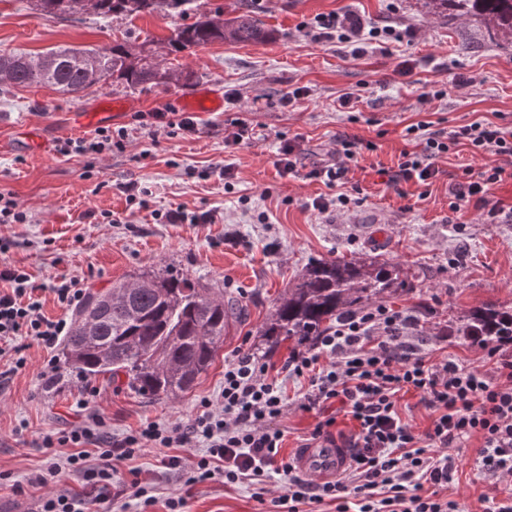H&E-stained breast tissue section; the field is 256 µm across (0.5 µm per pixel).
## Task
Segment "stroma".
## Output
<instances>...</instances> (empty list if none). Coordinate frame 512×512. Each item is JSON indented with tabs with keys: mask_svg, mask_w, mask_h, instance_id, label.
Listing matches in <instances>:
<instances>
[{
	"mask_svg": "<svg viewBox=\"0 0 512 512\" xmlns=\"http://www.w3.org/2000/svg\"><path fill=\"white\" fill-rule=\"evenodd\" d=\"M196 2L218 20L259 15L272 33L262 43L227 39L174 57L159 51L164 69L194 71L198 86L222 89L226 96L223 111L196 113L197 133L155 136L135 119L140 112L178 111L184 90L178 81L142 93L95 85L76 96L46 86L0 84V192L12 193L28 216L24 224H0V238L9 243L0 261L24 269L41 285V313L50 319L72 316L52 291L60 278L107 289L142 270L200 281L218 296L234 297L245 316L192 391L159 401L129 390L123 379L85 380L57 364L58 349L17 337L25 365L15 367L13 352L0 355V493L35 504L50 492H87L85 478L69 472L44 486L34 481L48 455L71 452L67 445L39 449L35 440L69 430L80 418L81 402L104 414L118 435L145 422L184 424L202 397H219L224 365L241 343L273 361L286 358L293 342L270 345L260 330L279 297L318 259L367 252L396 264L408 288L383 302L419 319L433 361L450 357L482 366V348L447 335L446 328L471 308L512 306V157L476 155L459 146L438 159L439 173L430 185H394L385 177L396 170L401 152L413 146L405 135L411 124L431 121L451 130L486 120L512 126V43L489 35L478 19L429 13L422 0ZM345 11L368 24L411 25L417 34L412 42L392 44L385 52L373 48L354 60L340 45L315 42L299 29L316 14ZM183 22L165 12L47 20L32 0H0V53L36 57L51 47H100L115 40L139 45L164 38ZM405 62L412 66L407 75L399 72ZM456 74L464 76V85L443 99L419 102L423 84L448 82ZM294 90L299 98L283 105ZM347 93L356 98L348 112L337 103ZM115 100L131 104L118 121L104 116ZM244 110L260 137L225 149L224 129ZM118 129L126 132L122 148L93 158L59 151L66 139ZM22 133L37 140V147L15 149ZM342 134L371 146L351 162L349 182L342 187L346 193L359 188L360 200L321 213L308 203L327 194V187L301 171L281 174L275 151L280 140H294L302 164H332ZM495 166L504 170L492 195L504 209L497 221L470 204L450 210L451 191L465 169ZM228 178L235 185L230 193L224 190ZM131 184L148 189L147 207L130 202L126 188ZM177 206L211 213L213 220L163 224L153 216ZM260 212L267 216L262 224L256 219ZM108 213L117 223H106ZM283 386L288 409L277 425L284 432L282 453L292 457L316 419L299 407L300 383L287 379ZM479 445L474 437L453 451L458 468L447 496L464 512H481V495L512 494V476L492 482L480 474ZM135 476L153 487L152 512H167V499L183 492L176 471L160 466L156 450L120 467V481ZM252 493L240 483L207 482L193 489L187 512H258Z\"/></svg>",
	"mask_w": 512,
	"mask_h": 512,
	"instance_id": "obj_1",
	"label": "stroma"
}]
</instances>
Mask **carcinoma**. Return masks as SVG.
Here are the masks:
<instances>
[{
    "mask_svg": "<svg viewBox=\"0 0 512 512\" xmlns=\"http://www.w3.org/2000/svg\"><path fill=\"white\" fill-rule=\"evenodd\" d=\"M64 0H42L47 19L68 15ZM193 0H143L142 9L131 10L125 0H97L95 15L131 17L155 11L185 14ZM434 14L451 11L480 19L494 34L512 40V0H426ZM239 42L262 43L270 31L254 15L232 19L224 33L206 13L174 28L160 40L168 54L206 46L226 37ZM50 60L46 75L25 68L28 56L9 53L11 76L7 85L26 88L34 84L54 86L68 93L92 87L88 65L97 64L101 84L117 82L129 90L163 84L157 78L151 55L133 56L131 47L115 42L104 49L57 47L43 53ZM395 266L377 256L362 253L336 257L310 266L297 283L279 298L261 335L275 341L298 343L318 336L345 312L398 291ZM228 311L224 300L190 278L166 273H144L132 284L120 283L106 292L90 290L74 312L63 341V364L85 379L124 375L128 387L149 399L162 400L191 390L213 364L224 343ZM457 335L485 342L512 341V309L484 307L469 311L460 320Z\"/></svg>",
    "mask_w": 512,
    "mask_h": 512,
    "instance_id": "carcinoma-1",
    "label": "carcinoma"
}]
</instances>
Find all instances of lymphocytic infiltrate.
<instances>
[{
	"mask_svg": "<svg viewBox=\"0 0 512 512\" xmlns=\"http://www.w3.org/2000/svg\"><path fill=\"white\" fill-rule=\"evenodd\" d=\"M301 28L315 41L347 44L354 59L363 56L366 45L384 51L415 35L412 26H375L350 12L319 14L302 22ZM406 134L415 147L401 152L389 177L393 183L429 184L438 174L437 160L458 144L476 154L492 151L512 156V126L474 121L445 133L420 122L408 126ZM341 145L343 162L308 173L332 191L331 196L312 199L314 210L341 209L352 202L341 187L349 161L360 154L361 142L345 136ZM464 175L451 208L472 202L489 218H498L501 210L492 204L490 190L500 181L501 168L468 169ZM0 280L11 285L9 291L0 292V342L27 336L54 348L66 334V321L41 315L38 287L26 272L0 269ZM421 335L416 317L379 304L341 314L309 347L292 350L279 366L251 348L237 350L224 366L219 400L202 398L186 424L149 422L117 437L103 414L88 412L70 431L44 437L42 448L68 443L75 452L50 462L37 481L46 483L67 470L85 474L98 492L92 498L60 492L42 499L39 512H90L91 503L109 501L120 463L139 456L147 442L160 451L161 466L180 470L187 490L218 475L231 484L247 482L256 487L280 479L285 492L273 505L281 512H304L305 507L326 501L335 503L336 512H460L458 502L442 495L457 471L452 448L481 436V471L492 478L512 474V350L486 345L489 368L484 371L448 358L431 361L420 344ZM275 370L305 381L300 407L321 416L307 445L336 443L349 449L350 463L343 476L319 484L302 477L295 464L281 456L283 433L276 422L288 398L271 376ZM411 391L434 415L420 435L402 419L397 406L400 394ZM342 418L353 422L351 435L337 432ZM177 448H198L202 454L187 467L174 456ZM92 454L99 464L89 470L85 463Z\"/></svg>",
	"mask_w": 512,
	"mask_h": 512,
	"instance_id": "lymphocytic-infiltrate-1",
	"label": "lymphocytic infiltrate"
}]
</instances>
